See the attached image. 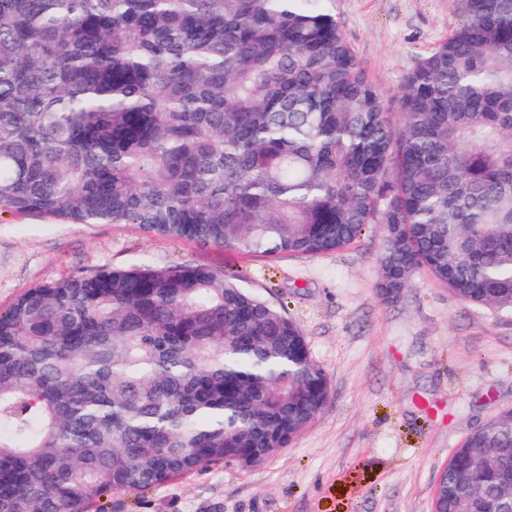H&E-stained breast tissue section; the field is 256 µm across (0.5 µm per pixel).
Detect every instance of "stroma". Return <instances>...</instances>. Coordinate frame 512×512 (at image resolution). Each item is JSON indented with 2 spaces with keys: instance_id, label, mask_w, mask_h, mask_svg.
<instances>
[{
  "instance_id": "35a3bbf8",
  "label": "stroma",
  "mask_w": 512,
  "mask_h": 512,
  "mask_svg": "<svg viewBox=\"0 0 512 512\" xmlns=\"http://www.w3.org/2000/svg\"><path fill=\"white\" fill-rule=\"evenodd\" d=\"M367 78L387 102L460 20L459 0H334ZM381 225L319 257H247L128 224L0 214V311L28 288L103 267L205 265L284 307L326 372L318 420L255 467L213 465L103 512H431L465 434L512 407V313L465 303L417 271L393 303L376 285Z\"/></svg>"
}]
</instances>
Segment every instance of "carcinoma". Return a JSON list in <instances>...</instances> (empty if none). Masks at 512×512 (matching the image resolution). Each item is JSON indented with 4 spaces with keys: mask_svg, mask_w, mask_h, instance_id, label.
Listing matches in <instances>:
<instances>
[{
    "mask_svg": "<svg viewBox=\"0 0 512 512\" xmlns=\"http://www.w3.org/2000/svg\"><path fill=\"white\" fill-rule=\"evenodd\" d=\"M333 0H0V214L133 224L318 256L384 226L377 284L420 268L512 311V0L406 73L399 122ZM301 328L202 265L100 269L0 311V512H91L288 447L323 412ZM512 500V409L467 432L436 512Z\"/></svg>",
    "mask_w": 512,
    "mask_h": 512,
    "instance_id": "cac0c4a2",
    "label": "carcinoma"
}]
</instances>
